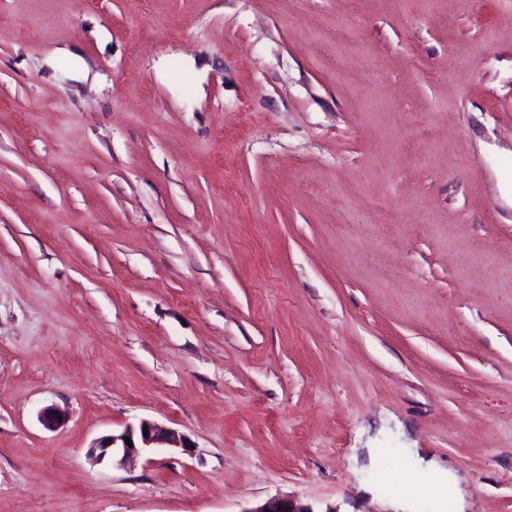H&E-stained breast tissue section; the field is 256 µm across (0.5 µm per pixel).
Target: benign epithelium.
<instances>
[{"mask_svg":"<svg viewBox=\"0 0 512 512\" xmlns=\"http://www.w3.org/2000/svg\"><path fill=\"white\" fill-rule=\"evenodd\" d=\"M132 445H127L126 441ZM152 448H187V441L177 432L163 428L149 420L138 425H128L119 434L101 437L89 449V455L97 462L108 458L112 465L122 467L133 456ZM245 512H314L312 507L287 496L271 497Z\"/></svg>","mask_w":512,"mask_h":512,"instance_id":"obj_1","label":"benign epithelium"}]
</instances>
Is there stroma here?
Returning <instances> with one entry per match:
<instances>
[{
    "mask_svg": "<svg viewBox=\"0 0 512 512\" xmlns=\"http://www.w3.org/2000/svg\"><path fill=\"white\" fill-rule=\"evenodd\" d=\"M392 457L512 512V0H0V512H434ZM144 428L148 429L145 435ZM130 439L132 447L126 444ZM188 442L177 432L158 426L149 420H141L137 426H126L120 434L101 437L89 449V455L96 462H103L108 457L112 466L122 467L133 456L152 448H193L187 447ZM247 512H314L312 507L288 496L271 497Z\"/></svg>",
    "mask_w": 512,
    "mask_h": 512,
    "instance_id": "1",
    "label": "stroma"
}]
</instances>
